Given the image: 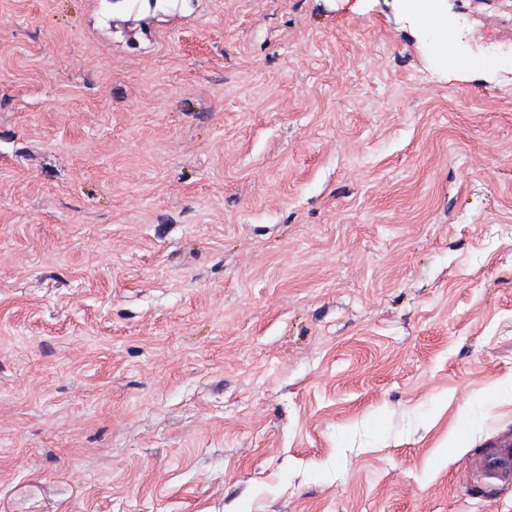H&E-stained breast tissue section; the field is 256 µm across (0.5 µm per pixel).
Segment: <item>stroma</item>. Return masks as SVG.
Returning <instances> with one entry per match:
<instances>
[{
    "mask_svg": "<svg viewBox=\"0 0 512 512\" xmlns=\"http://www.w3.org/2000/svg\"><path fill=\"white\" fill-rule=\"evenodd\" d=\"M434 3L0 0V512H512V0ZM481 476L488 483H512V441L506 439L489 448L478 460Z\"/></svg>",
    "mask_w": 512,
    "mask_h": 512,
    "instance_id": "1",
    "label": "stroma"
}]
</instances>
